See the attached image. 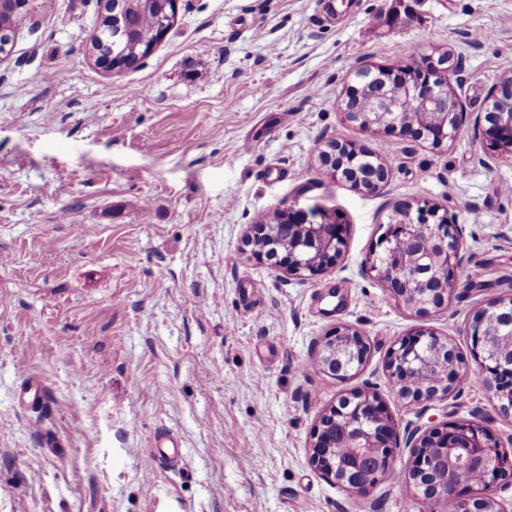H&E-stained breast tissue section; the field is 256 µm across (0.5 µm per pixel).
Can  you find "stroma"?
Masks as SVG:
<instances>
[{
  "label": "stroma",
  "instance_id": "35a3bbf8",
  "mask_svg": "<svg viewBox=\"0 0 512 512\" xmlns=\"http://www.w3.org/2000/svg\"><path fill=\"white\" fill-rule=\"evenodd\" d=\"M102 8L53 0L0 57V512H446L415 499L408 448L364 500L311 467L310 436L365 390L398 428L474 418L512 454V416L483 387L407 405L385 368L421 326L471 361L474 311L512 293V162L469 124L435 149L337 107L360 65L445 52L464 112L485 111L512 75V0H179L167 36L117 76L89 52ZM332 140L374 151L387 184L331 181ZM413 199L447 211L464 257L425 315L366 264ZM292 204L348 230L307 280L244 252L247 227ZM341 324L371 346L343 381L313 365ZM162 431L180 445L166 466Z\"/></svg>",
  "mask_w": 512,
  "mask_h": 512
}]
</instances>
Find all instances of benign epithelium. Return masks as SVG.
Segmentation results:
<instances>
[{
    "instance_id": "7a95c632",
    "label": "benign epithelium",
    "mask_w": 512,
    "mask_h": 512,
    "mask_svg": "<svg viewBox=\"0 0 512 512\" xmlns=\"http://www.w3.org/2000/svg\"><path fill=\"white\" fill-rule=\"evenodd\" d=\"M460 65L447 57L424 55L403 70L392 66L357 68L340 104L345 117L366 131H399L435 148L454 140L467 113L454 87ZM379 92L373 111L358 112L350 99L367 86ZM408 88L414 105L425 111L426 126L395 110L390 90ZM512 97V76L491 90L484 116H476L474 134L490 147L512 155V112L495 105ZM327 176L338 183L375 191L387 183L389 169L373 152L332 141L320 152ZM288 223L276 233L266 224L246 232L251 255L261 260L284 253L285 269L301 279L335 265L346 246V225L316 224L309 212L290 207ZM379 237L367 263L390 293L418 313L438 309L448 301L458 269L463 265L456 226L443 208L427 201L404 202L402 214L379 225ZM474 371L499 410L512 413V297L498 298L477 310L470 324ZM371 347L364 335L348 325L334 327L316 345V364L338 380L358 372ZM385 367L398 396L408 405L446 398L452 384L469 369L455 346L430 328L420 327L397 339ZM400 434L383 401L374 393L357 391L341 396L315 424L309 448L313 469L325 480L359 497L381 484L396 460ZM410 449L408 477L421 501H442L457 512H512L490 494L491 488L512 474V455L505 452L491 429L475 420H461L441 428L406 432Z\"/></svg>"
}]
</instances>
